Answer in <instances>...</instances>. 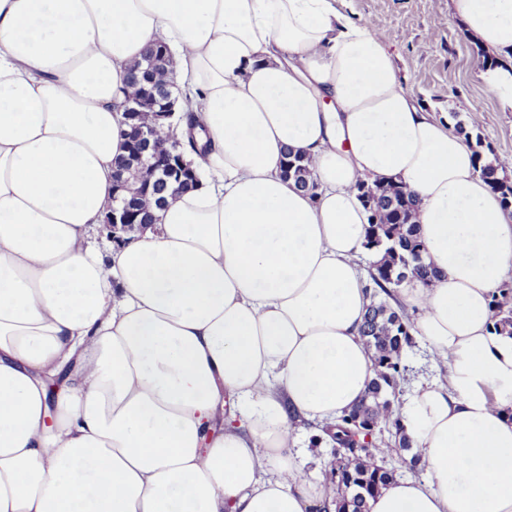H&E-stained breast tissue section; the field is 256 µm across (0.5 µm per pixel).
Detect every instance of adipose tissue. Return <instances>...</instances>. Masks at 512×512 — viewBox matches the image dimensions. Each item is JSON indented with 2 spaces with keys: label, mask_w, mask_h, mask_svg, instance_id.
Masks as SVG:
<instances>
[{
  "label": "adipose tissue",
  "mask_w": 512,
  "mask_h": 512,
  "mask_svg": "<svg viewBox=\"0 0 512 512\" xmlns=\"http://www.w3.org/2000/svg\"><path fill=\"white\" fill-rule=\"evenodd\" d=\"M337 0H0V512H314L298 459L374 375L369 215L403 183L439 272L405 283L445 379L400 410L424 476L369 512H512V213L447 119ZM512 107V0H448ZM160 42L197 177L121 249L98 233L126 152L125 75ZM314 161V192L282 175ZM69 375L48 401L46 380ZM492 327L512 335V284H503L491 296Z\"/></svg>",
  "instance_id": "obj_1"
}]
</instances>
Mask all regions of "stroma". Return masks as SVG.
<instances>
[{
	"instance_id": "35a3bbf8",
	"label": "stroma",
	"mask_w": 512,
	"mask_h": 512,
	"mask_svg": "<svg viewBox=\"0 0 512 512\" xmlns=\"http://www.w3.org/2000/svg\"><path fill=\"white\" fill-rule=\"evenodd\" d=\"M337 6L384 40L399 80L422 107L455 127L479 113L483 147L512 156V112L503 111L482 78V51L449 18L448 0H338ZM438 18L446 21L439 29Z\"/></svg>"
}]
</instances>
